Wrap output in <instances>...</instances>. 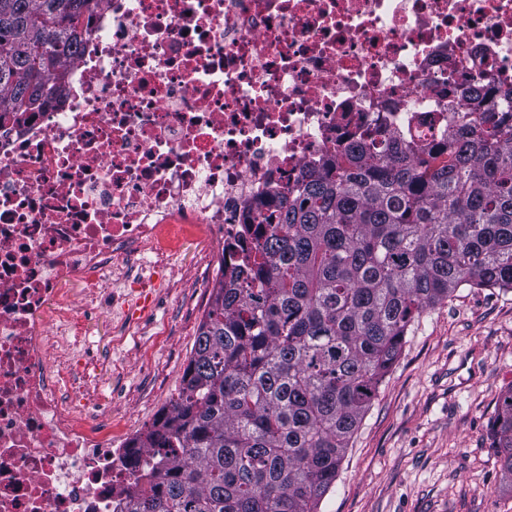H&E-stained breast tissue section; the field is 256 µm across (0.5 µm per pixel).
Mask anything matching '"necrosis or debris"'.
<instances>
[{"mask_svg": "<svg viewBox=\"0 0 512 512\" xmlns=\"http://www.w3.org/2000/svg\"><path fill=\"white\" fill-rule=\"evenodd\" d=\"M85 18L41 111L0 99V512H119L132 479L80 323L112 274L127 325L170 229L218 230L234 267L348 144L425 151L478 88L512 106V0H89Z\"/></svg>", "mask_w": 512, "mask_h": 512, "instance_id": "obj_1", "label": "necrosis or debris"}]
</instances>
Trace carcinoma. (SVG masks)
I'll return each mask as SVG.
<instances>
[{
  "instance_id": "carcinoma-1",
  "label": "carcinoma",
  "mask_w": 512,
  "mask_h": 512,
  "mask_svg": "<svg viewBox=\"0 0 512 512\" xmlns=\"http://www.w3.org/2000/svg\"><path fill=\"white\" fill-rule=\"evenodd\" d=\"M87 0H0L11 111L78 56ZM427 156L340 151L283 200L242 265L219 269L177 398L126 444L120 512H318L409 327L456 289L512 290V108ZM512 487V390L491 426Z\"/></svg>"
}]
</instances>
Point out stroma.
Here are the masks:
<instances>
[{"instance_id":"obj_1","label":"stroma","mask_w":512,"mask_h":512,"mask_svg":"<svg viewBox=\"0 0 512 512\" xmlns=\"http://www.w3.org/2000/svg\"><path fill=\"white\" fill-rule=\"evenodd\" d=\"M212 236L175 230L147 270L178 272L150 294L136 326L106 304L82 328L99 368L93 385L112 434L132 438L177 396L218 272ZM512 388V291L459 288L412 325L363 416L319 512H512L489 427Z\"/></svg>"}]
</instances>
